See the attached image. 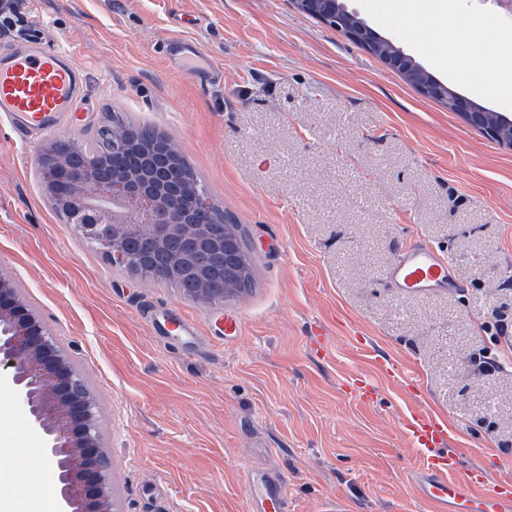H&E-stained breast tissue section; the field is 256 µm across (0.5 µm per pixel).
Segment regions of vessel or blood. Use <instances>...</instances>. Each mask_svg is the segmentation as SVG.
<instances>
[{
	"label": "vessel or blood",
	"mask_w": 512,
	"mask_h": 512,
	"mask_svg": "<svg viewBox=\"0 0 512 512\" xmlns=\"http://www.w3.org/2000/svg\"><path fill=\"white\" fill-rule=\"evenodd\" d=\"M177 65L185 73L209 78L218 68L192 40H178ZM87 93L85 71L73 54L28 45L0 54V120L19 138L34 130L53 131L59 113L70 111ZM395 288L419 294L442 288L462 289L454 261L424 241H414L398 256L390 272ZM411 446L423 453L414 473L416 494L438 512H512V479L495 480L478 472L460 474L456 455L449 451L450 431L438 417L419 411L408 418ZM247 512H288L282 480L266 481L262 496L250 499Z\"/></svg>",
	"instance_id": "vessel-or-blood-1"
}]
</instances>
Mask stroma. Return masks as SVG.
Returning <instances> with one entry per match:
<instances>
[{
	"instance_id": "1",
	"label": "stroma",
	"mask_w": 512,
	"mask_h": 512,
	"mask_svg": "<svg viewBox=\"0 0 512 512\" xmlns=\"http://www.w3.org/2000/svg\"><path fill=\"white\" fill-rule=\"evenodd\" d=\"M350 8L460 95L496 112L484 78L512 56V16L461 38L465 76L437 64L448 35L387 0ZM27 38L71 49L88 91L56 133L125 112L174 137L254 257L253 286L202 307L114 272L52 208L35 173L44 132L0 124V265L96 391L121 512H244L250 481L284 480L288 512H434L410 478L407 415L446 417L460 471L512 476V366L481 377L483 324L512 318V149L425 96L292 0H29ZM224 76L178 69L171 37ZM421 239L464 291L399 292L389 268ZM193 321L157 335L152 315ZM237 322L229 331L228 322ZM408 381L386 379L388 366ZM372 375L373 399L344 390ZM56 473L0 378V501L37 512Z\"/></svg>"
}]
</instances>
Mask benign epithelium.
Segmentation results:
<instances>
[{
	"instance_id": "1",
	"label": "benign epithelium",
	"mask_w": 512,
	"mask_h": 512,
	"mask_svg": "<svg viewBox=\"0 0 512 512\" xmlns=\"http://www.w3.org/2000/svg\"><path fill=\"white\" fill-rule=\"evenodd\" d=\"M315 12L354 24L359 39L374 32L345 0H310ZM385 61L411 70L415 60L389 42ZM455 109L469 125L512 148V115L489 112L459 95ZM111 157L75 163L66 137L46 142L36 157L42 192L67 223L114 269L144 282L178 280L184 297L207 307L215 284L224 298L241 293L247 266L240 225L214 223L213 207L188 177L175 139L157 131L146 147L124 123L105 126ZM30 415L45 452L59 470L60 512H120L112 490V453L99 420V403L84 374L58 344L11 274L0 265V374Z\"/></svg>"
}]
</instances>
